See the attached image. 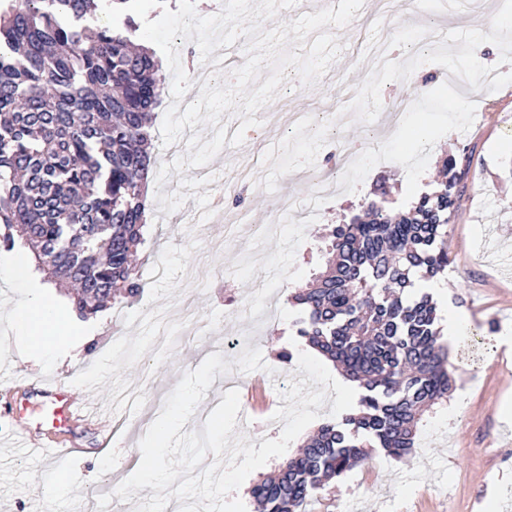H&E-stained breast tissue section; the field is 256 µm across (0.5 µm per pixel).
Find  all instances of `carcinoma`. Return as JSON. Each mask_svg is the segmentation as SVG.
Masks as SVG:
<instances>
[{"instance_id": "obj_1", "label": "carcinoma", "mask_w": 512, "mask_h": 512, "mask_svg": "<svg viewBox=\"0 0 512 512\" xmlns=\"http://www.w3.org/2000/svg\"><path fill=\"white\" fill-rule=\"evenodd\" d=\"M102 9V0H0V247L29 246L85 320L143 291L132 258L143 241L151 112L165 94L154 51L132 44L138 17L112 28ZM456 167L445 159L443 188L403 213L370 201L334 225L326 270L291 295L303 311L297 334L365 393L344 419L352 430L322 426L252 488L260 512H301L365 464L368 448L404 459L423 414L448 399L436 303L405 293L415 274L448 268Z\"/></svg>"}]
</instances>
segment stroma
I'll list each match as a JSON object with an SVG mask.
<instances>
[{
    "label": "stroma",
    "instance_id": "35a3bbf8",
    "mask_svg": "<svg viewBox=\"0 0 512 512\" xmlns=\"http://www.w3.org/2000/svg\"><path fill=\"white\" fill-rule=\"evenodd\" d=\"M397 9L398 0H364L354 20L336 30L341 53L317 85L305 88L290 76L259 110L261 130L246 131L242 145L226 140V129L240 125L226 114L217 127L199 125L182 136L175 154L157 145L151 222L135 262L145 288L135 302L113 304L93 318V337L80 348L62 347L44 358L28 354L10 311L36 292L55 297L60 289L33 267L26 282L7 279L2 267L23 249L0 248V398L16 381L49 378L89 400L98 417L79 427L78 456L55 452L70 476L64 486L40 454L11 447L18 424L0 420V512H42L47 505L73 512L103 485L118 486L132 474L139 441L166 396L216 352L231 365L242 410L254 413L236 433L256 446L278 438L285 425L273 417L279 393L289 381H305L297 356L309 349L296 334L301 312L289 300L291 289L325 270L332 226L357 213L377 185L406 205L449 157L456 158L458 175L448 225L451 264L436 282L416 288L443 285L447 297L439 310L468 326L449 352L453 389L424 415L410 459L369 449L363 467L330 482L303 512H485L491 496L497 512H512V420L503 414L512 401V343L499 341L512 336V265L504 261L512 255V48L506 34L492 31L491 7L468 4L446 18L420 12L406 29ZM430 29L446 33V59L456 69L497 75L477 87L476 104L461 117L449 111L452 88L430 79L425 66L411 64L402 84L374 73L379 49L395 44L396 58L406 59ZM488 37L499 42L497 53L480 47ZM403 103L427 125L425 138L403 141L375 127L376 113ZM295 113L320 121L318 133L299 129ZM349 151L381 152L386 159L360 168L352 189L318 208L311 222L285 217L273 235L252 237V225L269 222L281 195H290L296 208L308 206L314 199L309 170L334 166ZM258 284L275 321H253L235 305ZM182 307L207 320V328L159 341L163 317ZM285 352L290 360H282Z\"/></svg>",
    "mask_w": 512,
    "mask_h": 512
}]
</instances>
